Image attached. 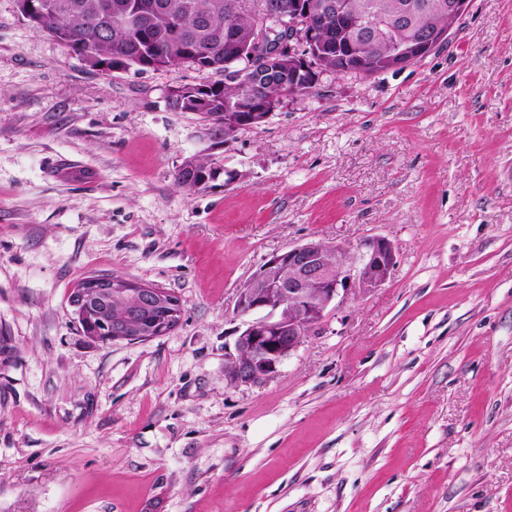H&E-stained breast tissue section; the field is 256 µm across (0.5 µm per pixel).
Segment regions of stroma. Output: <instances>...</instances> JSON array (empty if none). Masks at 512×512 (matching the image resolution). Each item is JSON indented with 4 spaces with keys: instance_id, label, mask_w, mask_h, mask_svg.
<instances>
[{
    "instance_id": "obj_1",
    "label": "stroma",
    "mask_w": 512,
    "mask_h": 512,
    "mask_svg": "<svg viewBox=\"0 0 512 512\" xmlns=\"http://www.w3.org/2000/svg\"><path fill=\"white\" fill-rule=\"evenodd\" d=\"M188 66L104 75L0 0V512H512V0L399 71L323 77L174 175ZM397 252L272 378L229 385L239 288L310 240ZM93 274L177 296L94 342ZM193 156L195 158V167L188 169L183 173V180L175 177V184L189 195L205 190L208 187V184L214 181V162L210 155L195 153ZM199 182L203 183V185L196 189ZM128 299L125 319L114 323L112 317L121 318L126 306L121 300L112 303V294ZM71 303L86 336L93 341L102 337L117 341H148L170 332L180 321L181 304L177 297L163 288L147 285L120 275H90L75 288Z\"/></svg>"
}]
</instances>
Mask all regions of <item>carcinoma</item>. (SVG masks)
Masks as SVG:
<instances>
[{"label":"carcinoma","mask_w":512,"mask_h":512,"mask_svg":"<svg viewBox=\"0 0 512 512\" xmlns=\"http://www.w3.org/2000/svg\"><path fill=\"white\" fill-rule=\"evenodd\" d=\"M49 7L36 19L28 20L37 33L48 34L56 43L81 59L108 62L127 71L135 68L146 71L189 63L188 49L203 47L209 58V70L224 73V58L229 52L224 30H238L250 35L262 12L237 11L240 0H46ZM341 8L353 17L361 16L367 8L390 20L387 36L377 38L362 30L353 33L347 28L328 27L333 37L345 43L356 41V51L375 56V64L366 76L389 71L387 60L396 44L412 40L414 31L405 28L399 14L410 11L415 25L444 31L448 28V8L444 0H337ZM179 32H173L172 24ZM357 64V58L343 47L322 60L330 70L344 71ZM216 86L206 94L207 101L199 113L204 128L211 136L226 135L224 108L235 107L242 100V84L232 78L208 83ZM195 167L186 170L175 184L187 194L196 186L207 188L214 181L213 159L207 154H194Z\"/></svg>","instance_id":"carcinoma-1"}]
</instances>
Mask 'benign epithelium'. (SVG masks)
Segmentation results:
<instances>
[{
  "label": "benign epithelium",
  "mask_w": 512,
  "mask_h": 512,
  "mask_svg": "<svg viewBox=\"0 0 512 512\" xmlns=\"http://www.w3.org/2000/svg\"><path fill=\"white\" fill-rule=\"evenodd\" d=\"M471 0H448V30H422L414 47L397 56L393 68L399 69L426 56L445 44L451 28L467 12ZM296 9L283 14L279 3L265 0L264 12L275 22V29L257 27L249 36L250 49L237 57L242 66H232L249 75L257 84L274 75L290 94L291 87L304 84L312 94L320 78L328 71L320 56L332 43L315 37V31L302 27L299 14L312 12L321 17L336 14L343 25L352 21L328 0H295ZM282 98L256 100L247 92L242 106L224 113V124L254 127L264 123L280 105ZM336 254V261L328 259ZM397 263L394 245L384 237L360 242L352 259L339 244L308 242L272 254L259 271L238 289L237 315L244 330L237 337L234 352L228 356L225 375L234 386L252 385L273 377L279 365L296 351L309 330L319 324L336 300L348 295H365L382 287L390 279ZM128 299L125 319L112 322V294ZM71 303L86 336L99 341L105 337L117 341H148L170 332L182 314L177 297L166 290L120 275H90L74 289Z\"/></svg>",
  "instance_id": "obj_1"
}]
</instances>
